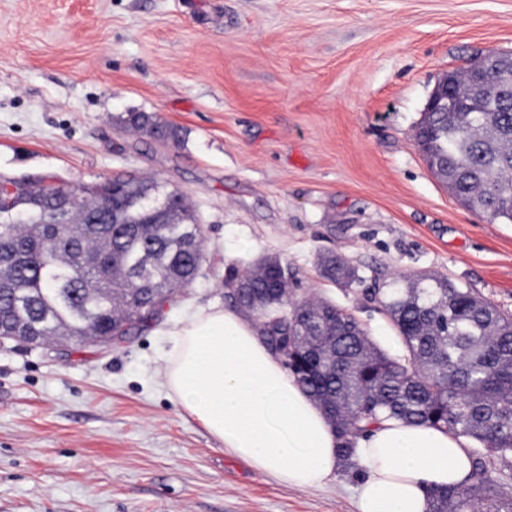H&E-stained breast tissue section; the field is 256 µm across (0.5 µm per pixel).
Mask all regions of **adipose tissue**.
I'll return each instance as SVG.
<instances>
[{
    "mask_svg": "<svg viewBox=\"0 0 512 512\" xmlns=\"http://www.w3.org/2000/svg\"><path fill=\"white\" fill-rule=\"evenodd\" d=\"M163 380L212 437L279 483L318 488L336 472L338 440L324 410L236 308L211 305L182 320ZM470 446L462 435L380 421L358 442L355 512H428L430 488L467 478Z\"/></svg>",
    "mask_w": 512,
    "mask_h": 512,
    "instance_id": "1",
    "label": "adipose tissue"
}]
</instances>
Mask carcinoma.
Wrapping results in <instances>:
<instances>
[{"mask_svg": "<svg viewBox=\"0 0 512 512\" xmlns=\"http://www.w3.org/2000/svg\"><path fill=\"white\" fill-rule=\"evenodd\" d=\"M125 124L176 141L179 128L145 112ZM415 141L423 156L448 165V189L465 206L512 224V92L498 112H429ZM68 184L36 185L0 201V215L23 267L0 272V320L36 324L44 342L81 336L90 323L112 330L115 311L138 304L130 288L146 278L186 288L202 264L194 211L166 204L158 182L117 177L85 187L84 210L61 209ZM76 231V249L102 248L116 272L86 268L73 255L44 260L48 238ZM321 276L339 288L361 281L356 268L326 252ZM272 272L228 270L224 296L249 309L270 349L296 382L327 409L342 467L353 469L356 438L382 419L424 424L470 437L472 471L461 487L433 493L430 512H512V491L488 462L512 468V319L471 289L419 275L396 278L379 297L401 353L377 347L356 317L332 301H298Z\"/></svg>", "mask_w": 512, "mask_h": 512, "instance_id": "obj_1", "label": "carcinoma"}]
</instances>
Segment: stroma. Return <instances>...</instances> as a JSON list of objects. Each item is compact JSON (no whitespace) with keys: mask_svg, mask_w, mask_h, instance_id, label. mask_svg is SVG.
Here are the masks:
<instances>
[{"mask_svg":"<svg viewBox=\"0 0 512 512\" xmlns=\"http://www.w3.org/2000/svg\"><path fill=\"white\" fill-rule=\"evenodd\" d=\"M493 50L512 53V0H0V183L148 178L205 229L200 276L125 343L0 347V512H353L359 471L287 487L188 416L162 384L169 333L264 255L388 351L368 294L396 277L512 316V229L450 195L414 140L438 79ZM327 251L360 282L323 280ZM125 124L143 131L154 138L176 141L179 139V128L162 123L158 118L145 112H130L124 119Z\"/></svg>","mask_w":512,"mask_h":512,"instance_id":"obj_1","label":"stroma"}]
</instances>
